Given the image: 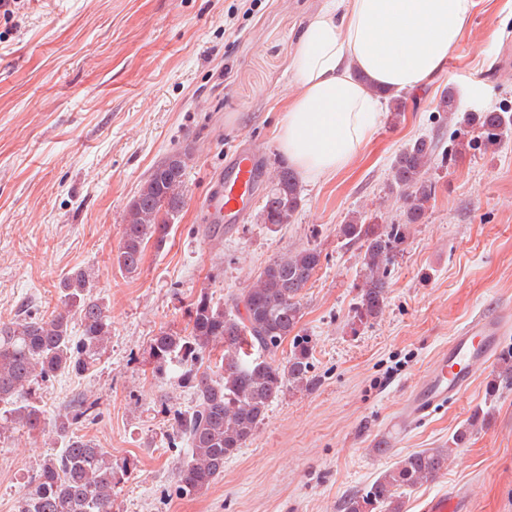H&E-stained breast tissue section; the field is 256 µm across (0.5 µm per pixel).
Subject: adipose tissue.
I'll return each instance as SVG.
<instances>
[{"label":"adipose tissue","instance_id":"obj_1","mask_svg":"<svg viewBox=\"0 0 512 512\" xmlns=\"http://www.w3.org/2000/svg\"><path fill=\"white\" fill-rule=\"evenodd\" d=\"M475 0H326L293 51L279 149L306 179L347 168L380 123V87L419 92L443 71Z\"/></svg>","mask_w":512,"mask_h":512}]
</instances>
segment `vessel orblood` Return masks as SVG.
Wrapping results in <instances>:
<instances>
[{
  "instance_id": "vessel-or-blood-1",
  "label": "vessel or blood",
  "mask_w": 512,
  "mask_h": 512,
  "mask_svg": "<svg viewBox=\"0 0 512 512\" xmlns=\"http://www.w3.org/2000/svg\"><path fill=\"white\" fill-rule=\"evenodd\" d=\"M263 167L261 151L249 148L236 153L218 189L207 198V212L229 222L246 211L256 197ZM511 328L512 317L502 312L475 317L452 337L430 370L410 388L401 409V423L420 420L466 391L476 368L498 359L501 339ZM420 512H471V507L466 492L455 488L423 499Z\"/></svg>"
}]
</instances>
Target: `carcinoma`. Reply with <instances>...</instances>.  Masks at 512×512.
<instances>
[{
    "label": "carcinoma",
    "instance_id": "carcinoma-1",
    "mask_svg": "<svg viewBox=\"0 0 512 512\" xmlns=\"http://www.w3.org/2000/svg\"><path fill=\"white\" fill-rule=\"evenodd\" d=\"M437 111L454 124L452 161L471 144L470 130L487 148H496L512 128L505 111L469 112L453 89H446ZM439 142L418 138L395 156L392 189L403 203V223L366 224L360 216L340 225L347 243L360 244L362 283L356 318L364 324L377 319L387 302L391 266L402 251L412 225L421 223L434 193L428 178ZM190 160L177 150L158 162L128 204L122 236L112 263L125 275L139 273L149 240L162 248L171 221L186 203L183 176ZM301 206L297 174L280 166L266 193L263 223L270 228L292 223ZM321 264L316 248L290 250L270 261L256 282L231 298L227 307L212 302L201 290L188 309L184 331L160 330L150 340L148 355L156 374L175 366L178 380L194 389L195 402L185 410L169 411L172 440L188 446L177 471V492L192 496L207 490L224 473V462L249 443L268 408L287 390H309L313 346L300 334L303 291ZM93 273L78 269L63 280L62 310L49 316H26L0 324V434L45 431L42 408L28 397L34 381L48 383L59 374L85 373L96 365L112 329L106 306L92 294ZM80 335H72V323ZM291 340L288 359H277L279 348ZM219 351L217 371L204 366L205 356ZM97 402L86 396L71 401L53 424L55 439L64 444L43 459L26 485L18 512H113L115 488L129 474L112 455L78 434ZM487 415L475 411L457 432L455 444L466 440ZM449 449L426 448L404 456L364 490L346 496L342 512H405L399 490L421 486L448 469Z\"/></svg>",
    "mask_w": 512,
    "mask_h": 512
}]
</instances>
